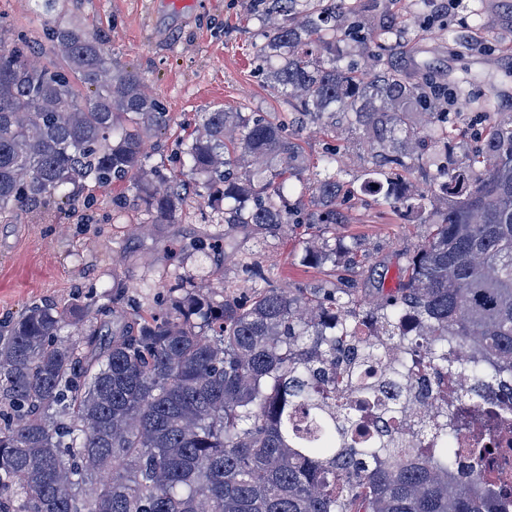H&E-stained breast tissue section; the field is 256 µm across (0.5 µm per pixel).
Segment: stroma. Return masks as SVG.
<instances>
[{
  "instance_id": "1",
  "label": "stroma",
  "mask_w": 512,
  "mask_h": 512,
  "mask_svg": "<svg viewBox=\"0 0 512 512\" xmlns=\"http://www.w3.org/2000/svg\"><path fill=\"white\" fill-rule=\"evenodd\" d=\"M61 18L104 31L114 60L135 70L171 115L158 137L151 162L166 174L181 169L180 143L202 113L264 112L291 121L288 100L272 92L257 69L258 22L252 0H197L175 10L167 0H58ZM359 21L367 47L396 63L412 80L430 82L452 101L451 124L460 136L448 142L457 162L474 144V134L497 121L512 120V0H363ZM0 24L10 37L43 41L35 0H0ZM300 142L315 172L335 155L344 179L361 185L370 155L358 131L343 126L333 136L307 123ZM343 223L330 226L338 245L356 244L359 268L301 264L311 234L289 225L272 235H240L246 262L274 267L283 288H343L375 303L380 292L398 288L400 267L424 242L428 227L390 211L360 193L339 208ZM224 227L209 208L189 198L178 223L151 224L125 184L86 181L68 210L50 205L39 213L20 211L0 221V320L30 301L67 305L92 297L98 310L79 325L83 336L106 334L118 287L143 309L166 300L175 276L195 281L224 278L244 288L240 268L222 265L210 251L192 250L194 240L220 237Z\"/></svg>"
}]
</instances>
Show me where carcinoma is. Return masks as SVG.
<instances>
[{
  "mask_svg": "<svg viewBox=\"0 0 512 512\" xmlns=\"http://www.w3.org/2000/svg\"><path fill=\"white\" fill-rule=\"evenodd\" d=\"M48 66L27 39L0 38V217L72 206L88 180L127 182L149 223L175 224L188 195L224 216L223 260L237 234L290 224L337 223L355 196L333 172L313 182L309 211L288 183L310 161L297 135L265 112L204 113L182 143V179L149 164V142L170 113L134 71L112 59L105 36L53 16L36 0ZM259 70L297 113L329 132L362 130L372 167L360 191L429 225L407 259L402 287L377 303L336 290L276 284L271 267H243L246 297L222 281L182 277L165 307L112 310V334L64 335L90 303L32 302L0 320V512H512V470L491 448H457L464 428L422 415L426 448L402 434L392 407L370 448L351 436L353 399L371 394L363 365L349 366L341 396L316 384L336 371L343 335L371 321L444 371L446 341L493 367L469 369L465 399L512 379V122L487 127L466 162L448 165V107L363 47L347 0H254ZM430 150L431 191L402 172ZM414 328H407L408 320ZM303 409V435L293 407Z\"/></svg>",
  "mask_w": 512,
  "mask_h": 512,
  "instance_id": "cac0c4a2",
  "label": "carcinoma"
}]
</instances>
